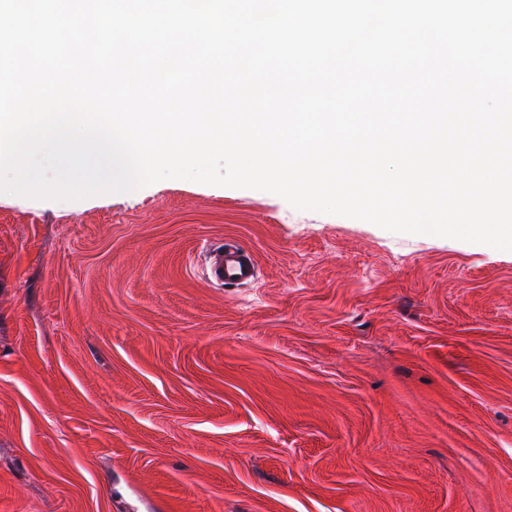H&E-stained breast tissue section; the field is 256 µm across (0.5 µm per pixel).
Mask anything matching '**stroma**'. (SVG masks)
Instances as JSON below:
<instances>
[{"mask_svg": "<svg viewBox=\"0 0 512 512\" xmlns=\"http://www.w3.org/2000/svg\"><path fill=\"white\" fill-rule=\"evenodd\" d=\"M0 512H512V251L178 179L0 200ZM207 253V278L221 286L245 285L257 276V265L251 252L239 243L224 242Z\"/></svg>", "mask_w": 512, "mask_h": 512, "instance_id": "obj_1", "label": "stroma"}]
</instances>
